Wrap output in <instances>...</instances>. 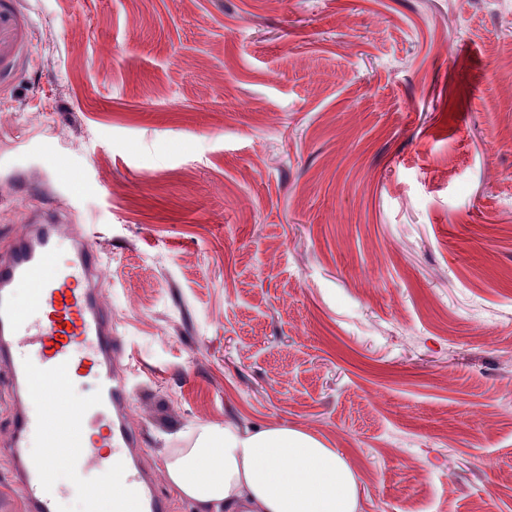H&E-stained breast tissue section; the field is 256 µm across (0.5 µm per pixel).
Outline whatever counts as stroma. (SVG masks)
Here are the masks:
<instances>
[{
	"instance_id": "35a3bbf8",
	"label": "stroma",
	"mask_w": 512,
	"mask_h": 512,
	"mask_svg": "<svg viewBox=\"0 0 512 512\" xmlns=\"http://www.w3.org/2000/svg\"><path fill=\"white\" fill-rule=\"evenodd\" d=\"M46 210L171 512L224 422L358 512H512V0H0V262Z\"/></svg>"
}]
</instances>
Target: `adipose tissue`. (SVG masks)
<instances>
[{
    "mask_svg": "<svg viewBox=\"0 0 512 512\" xmlns=\"http://www.w3.org/2000/svg\"><path fill=\"white\" fill-rule=\"evenodd\" d=\"M197 512H357L354 472L318 438L284 426L202 424L165 459Z\"/></svg>",
    "mask_w": 512,
    "mask_h": 512,
    "instance_id": "ef3b65f1",
    "label": "adipose tissue"
}]
</instances>
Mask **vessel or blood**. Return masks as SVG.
Wrapping results in <instances>:
<instances>
[{"instance_id": "vessel-or-blood-1", "label": "vessel or blood", "mask_w": 512, "mask_h": 512, "mask_svg": "<svg viewBox=\"0 0 512 512\" xmlns=\"http://www.w3.org/2000/svg\"><path fill=\"white\" fill-rule=\"evenodd\" d=\"M100 268L97 248L51 214L34 219L0 263V361L22 404L5 443L27 512H56L66 489L51 474L62 459L88 502L108 491L118 512H170L140 465V436L125 414L129 391L115 370L123 351L95 286ZM19 288L29 292L22 305ZM78 378L91 379L93 392L74 406L67 387ZM34 437L47 449L39 458L26 452ZM96 471L111 472V488L93 479Z\"/></svg>"}]
</instances>
